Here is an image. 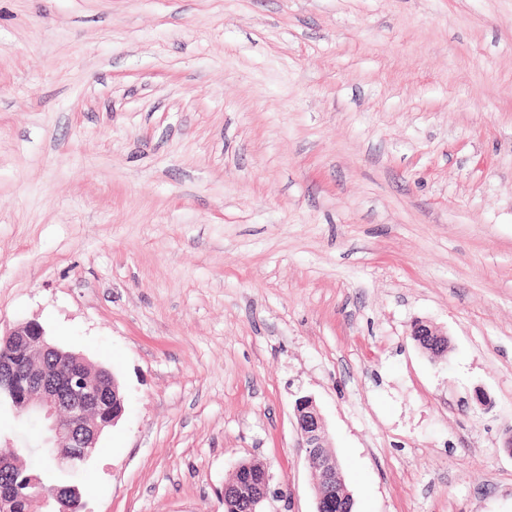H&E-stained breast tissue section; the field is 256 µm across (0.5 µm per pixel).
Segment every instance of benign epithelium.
Here are the masks:
<instances>
[{
    "label": "benign epithelium",
    "mask_w": 512,
    "mask_h": 512,
    "mask_svg": "<svg viewBox=\"0 0 512 512\" xmlns=\"http://www.w3.org/2000/svg\"><path fill=\"white\" fill-rule=\"evenodd\" d=\"M411 335L429 340V353L440 357L448 352L446 335L433 324L418 320ZM24 348L27 361H16L12 350ZM11 396L10 407L19 419L36 418L44 429L36 447L62 469L77 471L79 458L87 463L98 438L122 415L123 397L111 370L97 367L82 355L53 345L37 322L18 325L0 337V391ZM301 447L306 449L309 466L315 473L317 512H326L336 499L346 495L344 478L333 456L327 451L326 427L315 400L310 395L296 398L294 404ZM19 449L12 443L0 447V471L17 465ZM261 482L250 490L251 512H262L270 498V474L258 467ZM44 512H76L85 508L75 485L54 487L41 492Z\"/></svg>",
    "instance_id": "1"
}]
</instances>
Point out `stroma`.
Segmentation results:
<instances>
[{"label":"stroma","mask_w":512,"mask_h":512,"mask_svg":"<svg viewBox=\"0 0 512 512\" xmlns=\"http://www.w3.org/2000/svg\"><path fill=\"white\" fill-rule=\"evenodd\" d=\"M28 321L121 387L89 512H315L300 392L354 512H512V0H0ZM410 335L418 337L419 340H429L432 349L426 351L435 357L443 356L448 352V338L442 331L428 321L417 320L411 327ZM433 337L436 338L433 339ZM443 340H445L444 344L442 343ZM260 466L258 469L253 471H260L258 472L261 476V482L258 486V490H249L248 492H243L250 498V511L251 512H264L261 509L262 505L265 501H267L270 498V474L268 472V469L264 464L260 463Z\"/></svg>","instance_id":"1"}]
</instances>
